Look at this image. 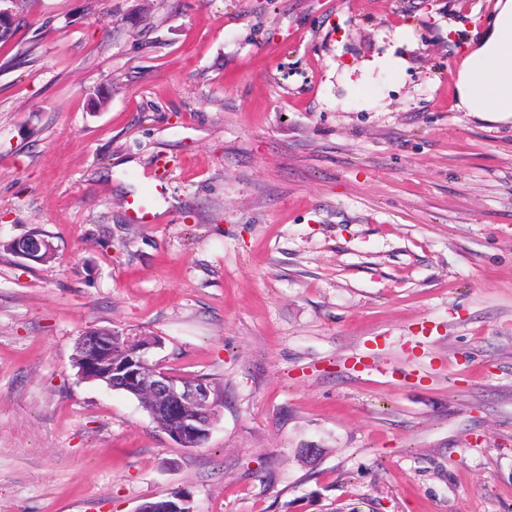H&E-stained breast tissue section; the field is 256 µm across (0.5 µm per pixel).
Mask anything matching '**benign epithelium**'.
<instances>
[{
	"label": "benign epithelium",
	"instance_id": "benign-epithelium-1",
	"mask_svg": "<svg viewBox=\"0 0 512 512\" xmlns=\"http://www.w3.org/2000/svg\"><path fill=\"white\" fill-rule=\"evenodd\" d=\"M51 248L46 240L18 241L15 244L17 256L34 259L41 251ZM87 364L97 366V358L103 347L102 339L94 335L81 337ZM158 344L154 338L140 343L135 353L139 357L134 372L118 377V381L128 385V390L148 399L153 417L166 423L163 432L168 434L180 447L190 448L210 435L216 421L217 403L210 398L204 386L186 384L183 380L164 371L150 362L149 351Z\"/></svg>",
	"mask_w": 512,
	"mask_h": 512
}]
</instances>
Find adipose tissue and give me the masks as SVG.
Listing matches in <instances>:
<instances>
[{
  "label": "adipose tissue",
  "mask_w": 512,
  "mask_h": 512,
  "mask_svg": "<svg viewBox=\"0 0 512 512\" xmlns=\"http://www.w3.org/2000/svg\"><path fill=\"white\" fill-rule=\"evenodd\" d=\"M459 107L485 115H512V0H498L484 34L462 60Z\"/></svg>",
  "instance_id": "1"
}]
</instances>
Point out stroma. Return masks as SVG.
Returning a JSON list of instances; mask_svg holds the SVG:
<instances>
[{
	"instance_id": "stroma-1",
	"label": "stroma",
	"mask_w": 512,
	"mask_h": 512,
	"mask_svg": "<svg viewBox=\"0 0 512 512\" xmlns=\"http://www.w3.org/2000/svg\"><path fill=\"white\" fill-rule=\"evenodd\" d=\"M496 3L18 0L0 512H512V117L456 91ZM102 327L220 391L202 447L78 377ZM51 244L46 240H39L37 238H33V240H25L18 242L15 244V252L13 250L12 243L7 245V249L12 253H16L17 256L34 260V257L37 256L42 250L50 249ZM53 257V252L51 250L43 251L41 256L39 257V261L47 262Z\"/></svg>"
}]
</instances>
